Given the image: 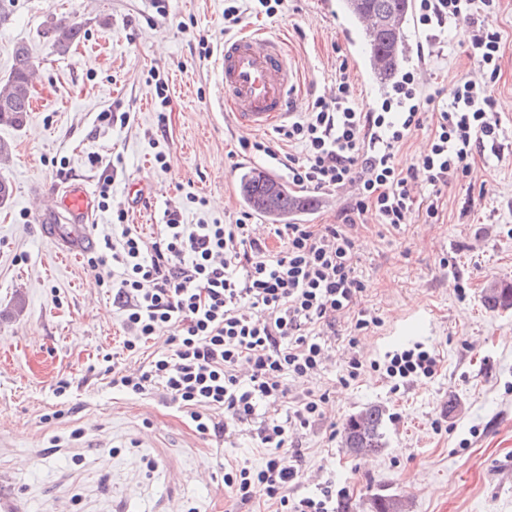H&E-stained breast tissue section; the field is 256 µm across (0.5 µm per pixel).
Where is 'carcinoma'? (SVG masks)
<instances>
[{"label": "carcinoma", "mask_w": 512, "mask_h": 512, "mask_svg": "<svg viewBox=\"0 0 512 512\" xmlns=\"http://www.w3.org/2000/svg\"><path fill=\"white\" fill-rule=\"evenodd\" d=\"M344 7L354 20L360 17L375 20L372 38L363 42L365 62L380 83L391 81L407 60L402 52L406 34L397 30L391 19L409 14L411 0H344ZM47 33L56 50L65 53L84 38L85 29L77 19L62 17L50 22ZM32 71L29 49L20 44L14 51L10 74L0 83L1 125H23L29 111ZM238 188L242 202L255 212L286 213L300 204V200L288 191V186L260 172H242ZM485 303L491 310L512 308V287L506 285L491 289L486 294ZM344 445L355 456L381 452L385 446L383 409L371 406L348 418L344 427Z\"/></svg>", "instance_id": "1"}]
</instances>
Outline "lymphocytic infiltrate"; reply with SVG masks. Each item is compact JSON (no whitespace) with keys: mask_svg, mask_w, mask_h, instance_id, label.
Returning <instances> with one entry per match:
<instances>
[{"mask_svg":"<svg viewBox=\"0 0 512 512\" xmlns=\"http://www.w3.org/2000/svg\"><path fill=\"white\" fill-rule=\"evenodd\" d=\"M500 0H416L418 22L431 48L453 23L468 26L460 42L481 82L460 80L449 92L426 91L413 73L393 86L395 101L381 111L355 105L347 63L336 71L332 98L316 97L307 112L281 126V140L300 146L278 154L265 142L241 138L243 151L283 166L289 184L316 191L348 190L334 224H273L257 237L250 214L232 224H184L169 214L154 239L125 227L119 240L104 236L85 263L124 313L129 354L141 352L162 331L165 349L131 372L103 355L112 387L131 396L158 397L204 437L227 439L261 418L257 438L265 463L254 469L227 461L221 482L238 505L263 487L275 512H335L336 491L291 496L303 479L301 436L325 420L328 391H292L324 368L345 336L349 352L340 381L357 382L364 365L354 352L364 331L382 319L363 307L365 285L357 275L358 240L367 219L387 232L400 231L418 213L438 223L449 180L467 182L475 155L505 134L493 117L491 90L501 72ZM426 131L430 149L406 166L398 154L415 131ZM426 187L418 196L417 187ZM384 377L392 390L438 371L433 351L416 344L385 355Z\"/></svg>","mask_w":512,"mask_h":512,"instance_id":"1","label":"lymphocytic infiltrate"}]
</instances>
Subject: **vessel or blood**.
I'll return each instance as SVG.
<instances>
[{"instance_id": "1", "label": "vessel or blood", "mask_w": 512, "mask_h": 512, "mask_svg": "<svg viewBox=\"0 0 512 512\" xmlns=\"http://www.w3.org/2000/svg\"><path fill=\"white\" fill-rule=\"evenodd\" d=\"M213 69L218 88L217 107L242 127L265 130L288 118L295 74L283 37L260 29L246 30L225 39ZM32 207L38 212L60 209L71 217V228L54 236L62 254L94 249L93 204L81 183L72 181L65 188L36 193Z\"/></svg>"}]
</instances>
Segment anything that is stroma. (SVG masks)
Wrapping results in <instances>:
<instances>
[{
    "mask_svg": "<svg viewBox=\"0 0 512 512\" xmlns=\"http://www.w3.org/2000/svg\"><path fill=\"white\" fill-rule=\"evenodd\" d=\"M340 0H285L269 18L251 11L243 26L288 41L297 74L290 110L306 112L330 95L335 67L348 60L355 102L380 111L379 83L341 37L349 19ZM225 0H0V81L17 44H26L39 80V110L22 127L0 125L13 153L0 177L13 187L0 207V477L23 512H237L220 480L219 460L261 467L255 425L231 446L196 434L175 409L108 386L100 354L123 366L141 359L122 350L123 317L82 258L60 255L44 233L54 215L30 206L36 190L77 178L98 196L112 177L108 212L157 236L165 214L181 223H234L243 128L214 105L212 57L224 44ZM74 17L85 39L55 51L43 30L50 16ZM501 78L494 97L507 133L499 153L485 152L475 173L486 196L449 181L441 223L413 219L400 231L369 226L360 234L358 275L364 306L383 320L362 335L357 354L368 368L358 383L339 382L344 347L315 380L330 393L328 419L344 424L369 406L386 411L385 447L357 457L328 441L324 425L302 437L303 489L333 482L354 512L376 494L397 495L407 512H512V309L484 303L493 283H512V0H502ZM211 56L200 59L201 46ZM424 68L436 88L478 72L450 41L441 56L414 53L407 71ZM169 99L160 107L156 82ZM128 113L127 124L98 121ZM168 156L160 171L156 153ZM141 185L138 206L129 189ZM108 212H96L94 237H119ZM422 344L439 359L437 374L392 391L380 372L386 352ZM71 384L56 396L59 381Z\"/></svg>",
    "mask_w": 512,
    "mask_h": 512,
    "instance_id": "stroma-1",
    "label": "stroma"
}]
</instances>
